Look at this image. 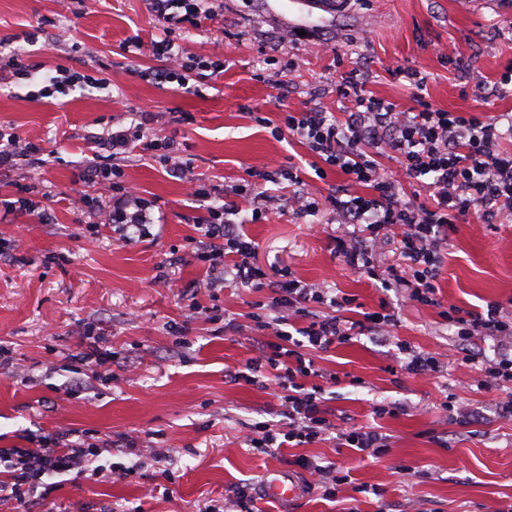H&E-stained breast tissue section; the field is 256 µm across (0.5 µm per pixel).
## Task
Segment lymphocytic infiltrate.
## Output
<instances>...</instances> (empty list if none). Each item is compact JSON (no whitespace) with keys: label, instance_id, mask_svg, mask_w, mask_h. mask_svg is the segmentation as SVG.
Listing matches in <instances>:
<instances>
[{"label":"lymphocytic infiltrate","instance_id":"f902f5d3","mask_svg":"<svg viewBox=\"0 0 512 512\" xmlns=\"http://www.w3.org/2000/svg\"><path fill=\"white\" fill-rule=\"evenodd\" d=\"M151 48L164 65L148 71L147 79L158 86L185 83L195 55L167 38L153 42ZM336 94L337 115L323 108L289 111L282 126L312 155L342 173L348 186L364 189L346 200L338 195L329 199L337 223L350 228L339 239L338 250L356 273L380 279L383 287L405 290L411 302L437 306L442 248L457 224L470 216L487 218L512 207V149H503V134L496 122L427 104L416 112L400 109L350 73L341 75ZM384 156L396 163L399 177L383 172L380 159ZM281 178L288 181L289 201L306 213L317 210L318 202L298 170L278 168L258 172L256 181L241 185V192L252 198L254 213L264 219L274 210L275 197L261 184ZM408 179L425 180L427 200L407 194L404 182ZM394 231L400 236L405 266L389 269L382 279L372 255ZM203 236L223 243L211 254V266H223L242 287L272 295L266 307L250 314L262 336L256 341L255 357L233 378L252 385L264 378L274 382L287 430L282 433L267 422H256L248 447L267 455L283 444H311L336 430L346 447L376 457L384 454L386 440L377 430L340 428L329 418L325 389L319 383L323 373L306 352L326 351L359 336L388 335L398 322L395 313L372 311L352 319L345 315L347 298L329 297L327 289L290 275L270 280L251 261L254 242L225 213H213L203 226ZM326 302L331 312L311 311V304ZM294 319L300 320V327L293 333L286 331V324ZM452 320L459 336L495 337L503 344L494 359L475 365L479 385L492 388L511 382L512 317L503 306L491 303L486 310L456 314ZM134 449V443L124 437L87 446L83 432L75 429L39 436L30 448H0V467L6 473L0 479V512H19L32 504L43 477L70 471L97 476L103 472L97 463L102 452L127 454Z\"/></svg>","mask_w":512,"mask_h":512}]
</instances>
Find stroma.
I'll use <instances>...</instances> for the list:
<instances>
[{
  "label": "stroma",
  "mask_w": 512,
  "mask_h": 512,
  "mask_svg": "<svg viewBox=\"0 0 512 512\" xmlns=\"http://www.w3.org/2000/svg\"><path fill=\"white\" fill-rule=\"evenodd\" d=\"M212 21L194 26L184 10L159 21L148 0H0V131L37 152L0 169V352L12 375L0 377V448L29 436L77 429L92 443L125 436L138 455L102 454L126 477L54 476L48 498L31 512H208L235 488H258L262 472L305 457L346 471L335 499L310 490L292 512H512V382L486 392L462 365L461 340L438 309L355 273L337 251L343 226L329 197L344 179L316 172L305 146L281 132L283 111L336 107L341 73L353 71L376 95L418 110L396 67L427 79L433 108L490 119L512 113V0H212ZM140 37L138 53L128 42ZM173 39L211 68L189 73L188 89L156 86L142 71L160 67L151 41ZM80 73L64 93L41 97L49 78ZM482 73L484 87L472 76ZM265 123L253 119L254 112ZM173 140L182 163L172 173L162 152L141 140L113 158L101 140L139 126ZM296 167L320 206L302 213L282 203L252 222L250 200L235 194L250 171ZM119 167L152 219L146 230L116 224L118 199L101 196L93 168ZM210 190L191 196V183ZM236 221L255 243L252 255L270 279L281 272L355 299L364 311L387 302L399 316L388 344L361 336L314 353L325 373V406L336 424L375 427L387 437L374 458L342 446L335 435L271 455L253 453L249 424L283 423L275 384L229 378L254 355L259 333L252 303L268 293L243 288L197 257L200 223L229 197ZM46 209L51 223L7 202ZM93 200V209L80 199ZM168 273L173 287L154 281ZM213 280V293L195 284ZM443 307L485 310L512 305V208L490 222L469 218L448 239L439 279ZM441 306V307H442ZM238 327L224 328L225 316ZM186 326L182 338L170 324ZM114 352L110 371L79 361L89 336ZM444 365L429 379L403 369V347ZM467 409L453 419L444 402ZM377 404L395 415L376 417ZM168 457L173 483L160 475Z\"/></svg>",
  "instance_id": "obj_1"
}]
</instances>
